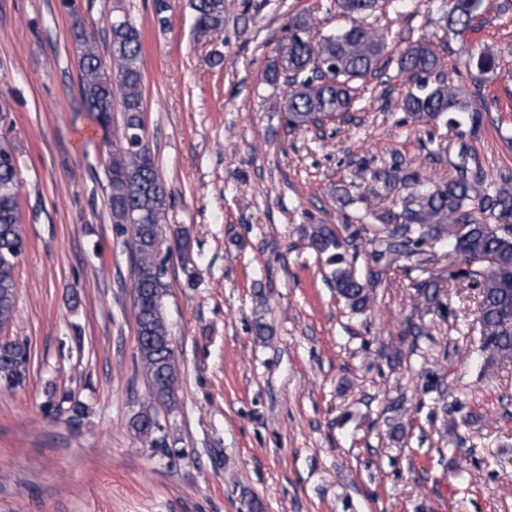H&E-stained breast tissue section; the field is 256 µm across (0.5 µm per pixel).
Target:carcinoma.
Wrapping results in <instances>:
<instances>
[{
    "instance_id": "obj_1",
    "label": "carcinoma",
    "mask_w": 512,
    "mask_h": 512,
    "mask_svg": "<svg viewBox=\"0 0 512 512\" xmlns=\"http://www.w3.org/2000/svg\"><path fill=\"white\" fill-rule=\"evenodd\" d=\"M195 29L203 38L224 27L225 0H189ZM339 13L357 23L351 27L311 38L309 16H295L284 29L277 58L267 73L272 84L287 86L284 106L289 129L307 131L324 119L340 118L354 104L357 81L379 71L387 48V34L363 23L379 6V0H335ZM484 8V0H449L443 16L445 27L457 36L472 29ZM70 34L79 59V94L87 112L107 130L112 112L124 113L118 141L108 150L104 175L112 224L125 237L132 260L137 350L154 400L168 409L178 402L175 352L164 313L165 263L172 251H189L188 241L177 237L174 246L162 251V226L168 208V192L146 141L143 120V40L141 31L126 17L110 23L104 65L96 40L87 33L79 12ZM399 69L416 79L400 108L411 121L423 127L442 123L458 128L475 123L479 109L459 87L448 84L442 61L428 43H416L398 59ZM384 189L401 185L409 189L399 212L375 215L382 227L386 250L408 253L432 241L448 243V253L461 256L469 266L470 286L479 289L482 348L491 354L512 355V224H488L478 212L512 217V184L489 188L484 180L469 174L464 164L457 178L428 186L416 172L401 178L383 175ZM18 162L12 148L0 144V316L14 317L15 267L26 247L19 224ZM308 245L319 254H329L334 266L332 288L351 308L361 313L371 303L370 283L360 278L340 252L341 241L330 224H310L304 229ZM28 343L0 342V387L16 389L29 376ZM69 404L74 420L85 407L56 391L47 392V406ZM131 431L144 446L170 447L169 433L160 423L154 406L143 407L129 421Z\"/></svg>"
}]
</instances>
